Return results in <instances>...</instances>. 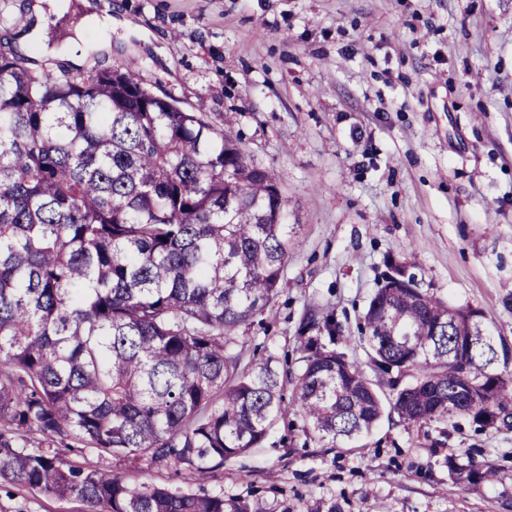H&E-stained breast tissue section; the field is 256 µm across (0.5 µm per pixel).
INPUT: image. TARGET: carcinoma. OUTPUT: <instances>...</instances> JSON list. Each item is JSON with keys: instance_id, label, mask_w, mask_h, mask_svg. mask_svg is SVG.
<instances>
[{"instance_id": "obj_1", "label": "carcinoma", "mask_w": 512, "mask_h": 512, "mask_svg": "<svg viewBox=\"0 0 512 512\" xmlns=\"http://www.w3.org/2000/svg\"><path fill=\"white\" fill-rule=\"evenodd\" d=\"M281 210L275 173L131 65L34 71L0 38V480L94 512H267L131 483L30 450L27 436L201 483L290 405L314 443L394 414L512 429V346L482 311L406 287L392 258L363 316L373 376L336 349L349 337L332 314L306 317L316 335L301 337L296 367L242 364L236 331L286 287ZM442 465L467 490L497 471L471 456Z\"/></svg>"}]
</instances>
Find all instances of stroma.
<instances>
[{
    "label": "stroma",
    "mask_w": 512,
    "mask_h": 512,
    "mask_svg": "<svg viewBox=\"0 0 512 512\" xmlns=\"http://www.w3.org/2000/svg\"><path fill=\"white\" fill-rule=\"evenodd\" d=\"M44 0L32 69L74 74L137 62L154 92L207 113L247 159L275 171L290 240L287 286L239 333L245 358L300 356L310 314L335 315L341 347L367 367L359 327L387 258L419 288L486 316L512 342V0H119L112 28L88 4ZM288 412L256 448L206 480L211 494L258 495L269 512L338 501L345 512H498L512 499V431L383 419L324 448ZM74 464L182 489L170 468L102 460L75 444ZM488 459L494 482L464 489L447 456ZM89 504L0 482V512H90Z\"/></svg>",
    "instance_id": "1"
}]
</instances>
